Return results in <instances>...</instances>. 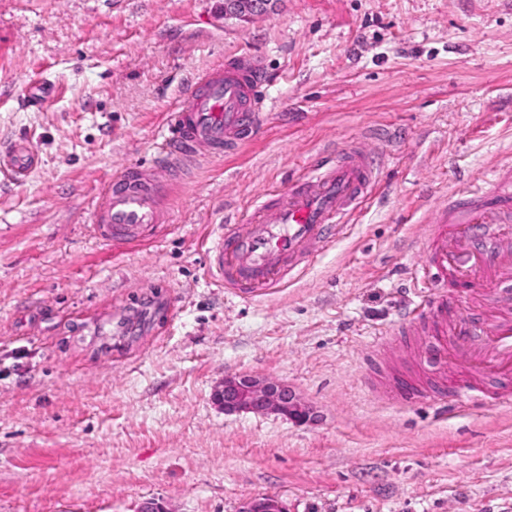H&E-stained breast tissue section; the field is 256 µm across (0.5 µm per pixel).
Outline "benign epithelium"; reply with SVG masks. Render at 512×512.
Here are the masks:
<instances>
[{
  "label": "benign epithelium",
  "mask_w": 512,
  "mask_h": 512,
  "mask_svg": "<svg viewBox=\"0 0 512 512\" xmlns=\"http://www.w3.org/2000/svg\"><path fill=\"white\" fill-rule=\"evenodd\" d=\"M274 0H224V16L248 20L273 8ZM213 401L226 413L276 414L296 422L312 419L314 411L288 383L250 374L227 375L212 392ZM238 512H287L276 496L243 503Z\"/></svg>",
  "instance_id": "1"
}]
</instances>
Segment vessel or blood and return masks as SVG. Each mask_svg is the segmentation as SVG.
<instances>
[{
  "label": "vessel or blood",
  "mask_w": 512,
  "mask_h": 512,
  "mask_svg": "<svg viewBox=\"0 0 512 512\" xmlns=\"http://www.w3.org/2000/svg\"><path fill=\"white\" fill-rule=\"evenodd\" d=\"M266 84V74L243 57L194 77L165 123L163 173L183 158L247 142L266 119ZM35 162L23 142L0 158L17 179ZM162 175L128 169L105 185L95 214L96 236L129 243L164 223ZM377 180L378 169L361 146L321 155L278 201L260 202L246 223L221 227L208 252L209 274L243 298L269 292L343 232ZM490 222L512 223V166L494 171L485 187L463 192L435 211L426 226L425 256L411 270L417 284L430 291L420 313L437 321L434 363H459L469 374L468 381L449 390L451 410L512 403V301L497 289L498 283L512 281V236L488 237L484 226ZM451 282L465 288L453 299L447 290ZM451 299L460 309L449 314L445 306Z\"/></svg>",
  "instance_id": "vessel-or-blood-1"
}]
</instances>
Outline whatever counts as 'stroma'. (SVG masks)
I'll list each match as a JSON object with an SVG mask.
<instances>
[{"mask_svg": "<svg viewBox=\"0 0 512 512\" xmlns=\"http://www.w3.org/2000/svg\"><path fill=\"white\" fill-rule=\"evenodd\" d=\"M231 56L265 70L264 124L179 164L150 240L90 224L103 186L151 164L189 80ZM52 90L42 105L24 95ZM0 512H512V405L442 413L466 376L401 325L422 291L432 209L512 165V0H0ZM359 144L379 180L302 274L242 299L207 242L324 149ZM288 383L301 424L227 414L224 376ZM415 381L418 395L398 390ZM275 1L273 0H224V15L239 20L268 13ZM7 166L15 179H21L27 175L36 162V157L31 148L24 142L15 144L1 160ZM238 512H287V509L278 497L264 496L244 502Z\"/></svg>", "mask_w": 512, "mask_h": 512, "instance_id": "obj_1", "label": "stroma"}]
</instances>
